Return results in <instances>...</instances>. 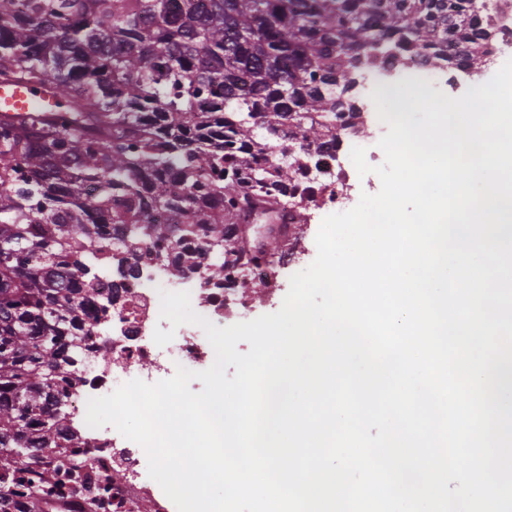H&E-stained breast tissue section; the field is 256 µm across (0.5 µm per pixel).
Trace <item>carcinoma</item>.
<instances>
[{"label": "carcinoma", "mask_w": 512, "mask_h": 512, "mask_svg": "<svg viewBox=\"0 0 512 512\" xmlns=\"http://www.w3.org/2000/svg\"><path fill=\"white\" fill-rule=\"evenodd\" d=\"M472 3L0 0V83L63 99L0 113V512H46L80 485L86 461L39 452L81 447L60 442L63 384L102 265L133 278L130 252L189 238L179 274L209 258L229 281L267 262L226 227L277 221L290 197L318 206L296 194L295 170L356 116L360 65L420 52L480 66L495 25Z\"/></svg>", "instance_id": "1"}]
</instances>
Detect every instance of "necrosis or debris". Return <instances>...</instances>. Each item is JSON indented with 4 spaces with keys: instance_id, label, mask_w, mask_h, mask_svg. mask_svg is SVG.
<instances>
[{
    "instance_id": "4bbe7bcc",
    "label": "necrosis or debris",
    "mask_w": 512,
    "mask_h": 512,
    "mask_svg": "<svg viewBox=\"0 0 512 512\" xmlns=\"http://www.w3.org/2000/svg\"><path fill=\"white\" fill-rule=\"evenodd\" d=\"M433 73L422 56L391 59L362 68L354 93L356 108L364 117H372L376 107L372 93L388 96L404 92L427 81ZM357 137H341L337 147L314 153L297 171L299 190L318 196L328 208L343 209L356 172L350 152L358 146ZM140 273L125 280L119 290H112L110 277H101L99 293L87 306L88 313H98L90 332L81 336L80 362L72 372V385L64 398L66 430L70 436L89 445L92 468L82 474L83 491L69 499L59 512H166V507L145 483L142 474V448L124 438L114 427L87 426V402L111 394L117 381L140 379L148 383L170 375L176 367L196 369L211 366L214 350L202 336L199 326L184 324L171 328L162 319L160 291L186 292L195 312L220 326H231L256 308L251 288L263 280L279 289L277 265H262L237 275L234 283L224 286L212 280L207 267L193 273H174L170 254L139 250ZM173 330L166 345L153 340L155 329Z\"/></svg>"
}]
</instances>
